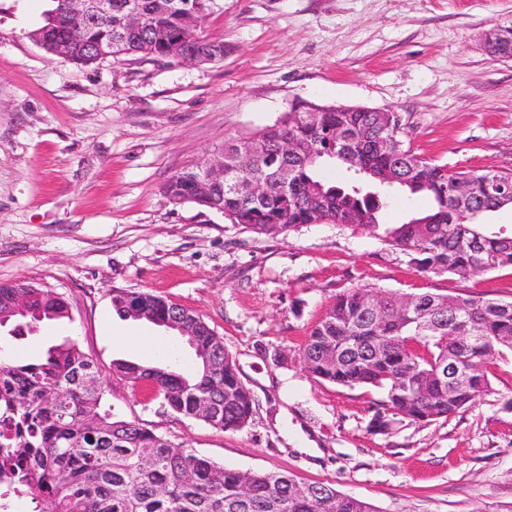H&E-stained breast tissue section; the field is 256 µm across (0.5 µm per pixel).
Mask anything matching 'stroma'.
Masks as SVG:
<instances>
[{
	"label": "stroma",
	"mask_w": 512,
	"mask_h": 512,
	"mask_svg": "<svg viewBox=\"0 0 512 512\" xmlns=\"http://www.w3.org/2000/svg\"><path fill=\"white\" fill-rule=\"evenodd\" d=\"M51 6L0 0V283H40L71 309L16 339V359L75 340L105 407L221 467L327 482L376 512H512V362L491 366L468 411L376 432L380 393L319 381L302 359L345 289L510 300L512 267L426 276L366 229L258 234L163 191L297 98L392 109L406 145L452 170L512 166V59L482 47L512 24V0H218L204 32L224 59L198 65L51 56L30 37ZM116 288L150 291L223 337L254 398L246 427L175 414L115 373L119 360L169 363L122 343L131 331L192 357L178 332L119 317Z\"/></svg>",
	"instance_id": "35a3bbf8"
}]
</instances>
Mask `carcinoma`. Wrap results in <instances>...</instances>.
I'll return each mask as SVG.
<instances>
[{
    "mask_svg": "<svg viewBox=\"0 0 512 512\" xmlns=\"http://www.w3.org/2000/svg\"><path fill=\"white\" fill-rule=\"evenodd\" d=\"M53 3L30 37L44 45L66 40L63 59L75 64L191 51L204 64L224 59V42L202 34L216 0H112V12L97 17L72 14L62 0ZM303 109L304 101H293L274 124L255 131L252 137L263 140L258 154L244 153L252 137L224 143V167L237 190L217 185L201 196L200 168L193 166L175 173L164 192L258 234L287 235L320 223L381 230L425 275L467 280L477 268L512 267V236L490 232L481 222L507 207L489 190L504 171L454 172L418 156L404 145L397 115L389 122L378 112H338L328 105L320 122L311 124ZM289 139L299 151L287 156L281 145ZM282 163L290 170L286 187L276 178ZM328 163L346 181L324 182L318 170ZM255 181L266 185L260 199L249 193ZM458 182L467 190L455 195L451 189ZM395 191L426 194L433 207L384 228L381 213ZM18 294L30 296L27 316L14 311ZM370 294L349 288L336 295L309 332L303 363L321 381L379 390L378 419L430 423L463 413L489 390V365L512 356V301L416 293L397 316L401 295L382 294L374 312L366 306ZM134 304L141 318L164 327L184 311L149 291L112 289L118 315ZM69 311L68 301L51 288L0 284V325L18 326V337L44 321L69 317ZM189 318L196 324L192 367L177 360L168 369L119 362L116 371L133 386L150 384L164 407L186 418L209 401L216 406L212 427L240 430L252 417L253 396L223 337L199 317ZM461 320L471 336L466 341L455 337ZM205 356L214 363L211 374L203 370ZM471 361L478 369L455 380L451 368ZM102 396L99 371L75 341L51 346L30 361L16 360L0 342V482L47 503L52 512H375L330 484L300 483L288 474L252 472L244 493L242 472L115 417L103 408Z\"/></svg>",
    "mask_w": 512,
    "mask_h": 512,
    "instance_id": "obj_1",
    "label": "carcinoma"
}]
</instances>
